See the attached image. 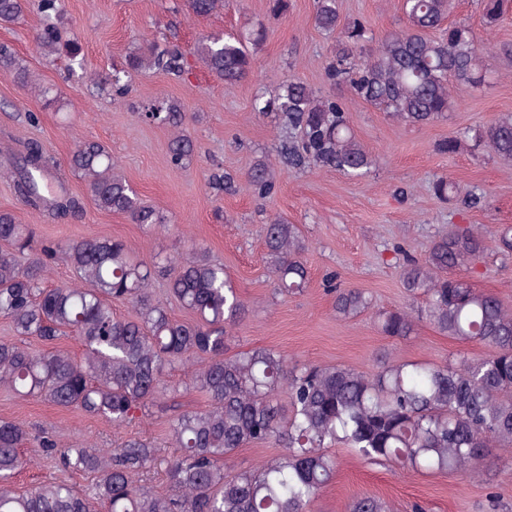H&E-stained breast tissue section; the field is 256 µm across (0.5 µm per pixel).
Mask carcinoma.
I'll use <instances>...</instances> for the list:
<instances>
[{
  "mask_svg": "<svg viewBox=\"0 0 512 512\" xmlns=\"http://www.w3.org/2000/svg\"><path fill=\"white\" fill-rule=\"evenodd\" d=\"M46 23L37 44L46 56L61 46L60 0H40ZM483 21L495 25L503 0H478ZM196 15L224 7V0H189ZM450 0H401L407 27L381 38L375 53L363 52L367 28L354 20L341 23L337 0H315L314 23L338 33L336 53L327 76L345 86L351 96L409 125H427L450 109L449 83L471 86L487 82L488 64L472 27L448 24ZM23 0H0V22L15 20ZM197 54L212 75L231 87L247 78L251 57L242 37L207 35ZM157 69L181 74L186 60L175 47H155L149 55L132 52L127 68L90 79L94 88H110L116 96L129 93V71ZM0 72L24 88L29 71L13 47L0 42ZM253 111L271 112L284 134L274 148L275 163L260 161L245 174V182L260 198L276 190L275 168L283 171L328 169L364 178L375 165L357 140L349 113L329 96H319L298 78L285 80L272 96L257 97ZM154 122L173 128L185 124L186 113L172 103L150 107ZM487 146L512 159V118L468 129L438 144L455 154L462 140ZM195 152L193 141L177 134L169 146L170 162L182 166ZM71 170L84 182L95 206L122 213L134 223L163 227L167 216L145 205L123 178L115 175L112 153L100 142L78 144L69 158ZM47 170L42 149L30 144L14 180L23 201L35 210L60 217L75 213L76 200L65 190L49 198L43 193ZM211 188L232 195L236 176L217 169ZM441 200L459 199L466 209H478L484 195L461 191L444 178L432 185ZM265 245L271 272L280 292L300 293L308 283L302 259L305 241L298 227L272 220L265 225ZM496 246L512 254V225L502 224ZM485 249L482 235L456 225L437 236L423 257L403 254L402 282L408 295L424 298L417 310L385 309L376 313L384 335L404 338L414 321L424 319L440 333L490 348L480 359H460L444 365L387 361L371 372L344 365H292L267 348L227 354L234 329L246 309L237 288L207 251L193 247L179 258L135 259L119 239L87 236L64 245L36 239L30 224L0 210V317L17 336L34 337L48 349L36 351L12 341H0V386L16 397L45 399L62 409L121 428L161 394L167 365L191 359L201 365L189 374L192 385L209 405L179 416L172 424L180 455L166 462L172 490L156 493L142 477L162 461L160 449L131 437L122 448L105 454L77 443L58 451L53 435L0 419V512H308V506L333 479L341 445L365 461L387 460L400 468L433 473L476 474L486 449L512 448V310L491 292L473 288L465 276L448 270L466 267ZM70 265L73 281L47 284L57 257ZM162 278L168 293L194 316L182 322L154 301L150 286ZM336 293V313L354 317L372 305L362 289L327 280ZM122 297L138 307L124 318L112 311L110 299ZM69 333L79 339L82 357L56 348ZM285 390L288 408L278 401ZM34 440L43 451L58 456L62 468L92 477L88 491L47 482L17 493L10 480L27 460L20 448ZM274 442L283 452L252 470L227 472L226 462L238 448ZM350 512H386L379 499H355Z\"/></svg>",
  "mask_w": 512,
  "mask_h": 512,
  "instance_id": "carcinoma-1",
  "label": "carcinoma"
}]
</instances>
